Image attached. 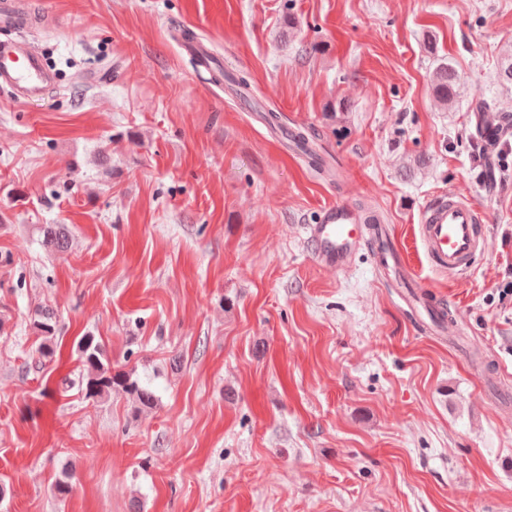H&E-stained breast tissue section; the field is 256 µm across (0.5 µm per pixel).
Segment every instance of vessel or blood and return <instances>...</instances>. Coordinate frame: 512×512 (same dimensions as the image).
Here are the masks:
<instances>
[{
	"label": "vessel or blood",
	"mask_w": 512,
	"mask_h": 512,
	"mask_svg": "<svg viewBox=\"0 0 512 512\" xmlns=\"http://www.w3.org/2000/svg\"><path fill=\"white\" fill-rule=\"evenodd\" d=\"M27 20L19 0H0V30L25 26ZM185 49L199 67L207 70L214 84L224 82L211 51L195 39ZM51 82L43 57L18 39H0V89L20 105L43 99ZM481 129L489 147H497L512 134V115L499 112L481 119ZM487 213L472 200L448 192L436 196L422 210L418 238L430 266L451 276L466 273L484 242ZM367 216L345 201L328 204L317 223L305 228L316 263L324 268L345 270L366 237Z\"/></svg>",
	"instance_id": "b4317fda"
}]
</instances>
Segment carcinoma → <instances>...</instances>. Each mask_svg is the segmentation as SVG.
<instances>
[{
    "label": "carcinoma",
    "instance_id": "carcinoma-1",
    "mask_svg": "<svg viewBox=\"0 0 512 512\" xmlns=\"http://www.w3.org/2000/svg\"><path fill=\"white\" fill-rule=\"evenodd\" d=\"M458 85L456 69L448 62H439L430 81L434 98L445 107L451 105L457 96ZM38 232L45 247L60 252L68 248L70 235L65 225L42 224ZM30 326L42 338L40 356L47 362L52 361L56 356L59 331L55 312L46 308L36 310ZM77 353L81 369L76 377L65 380L68 388L77 389L87 399L101 398L114 390H121L132 398L138 411L155 405L156 396L149 386L142 384L131 372L114 369L104 346L94 336L81 337Z\"/></svg>",
    "mask_w": 512,
    "mask_h": 512
}]
</instances>
